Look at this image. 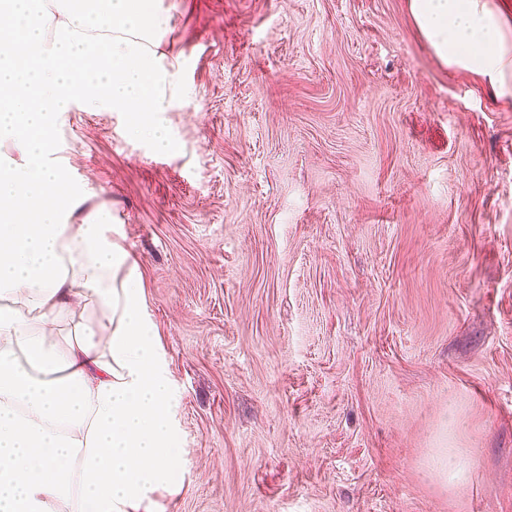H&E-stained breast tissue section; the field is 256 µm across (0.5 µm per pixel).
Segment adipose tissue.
<instances>
[{
  "mask_svg": "<svg viewBox=\"0 0 512 512\" xmlns=\"http://www.w3.org/2000/svg\"><path fill=\"white\" fill-rule=\"evenodd\" d=\"M448 66L512 82L490 0H410ZM161 0H0V512H151L171 490L174 385L139 268L51 158L73 102L163 111Z\"/></svg>",
  "mask_w": 512,
  "mask_h": 512,
  "instance_id": "obj_1",
  "label": "adipose tissue"
}]
</instances>
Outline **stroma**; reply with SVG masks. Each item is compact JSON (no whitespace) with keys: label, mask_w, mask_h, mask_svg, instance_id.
Wrapping results in <instances>:
<instances>
[{"label":"stroma","mask_w":512,"mask_h":512,"mask_svg":"<svg viewBox=\"0 0 512 512\" xmlns=\"http://www.w3.org/2000/svg\"><path fill=\"white\" fill-rule=\"evenodd\" d=\"M162 8L172 150L137 107L54 134L174 381L153 512H512V89L444 65L409 0ZM129 132L134 138L149 141L156 151H168L173 146L167 129L155 121H133L129 126Z\"/></svg>","instance_id":"obj_1"}]
</instances>
